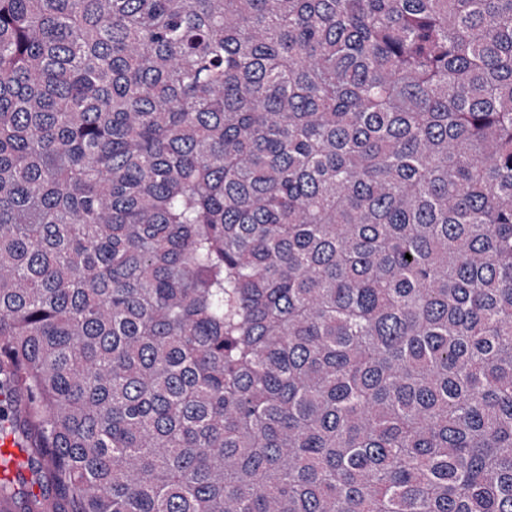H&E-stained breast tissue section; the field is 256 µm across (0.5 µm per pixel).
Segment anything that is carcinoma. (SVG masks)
<instances>
[{
  "label": "carcinoma",
  "instance_id": "carcinoma-1",
  "mask_svg": "<svg viewBox=\"0 0 512 512\" xmlns=\"http://www.w3.org/2000/svg\"><path fill=\"white\" fill-rule=\"evenodd\" d=\"M19 512H512V0H0Z\"/></svg>",
  "mask_w": 512,
  "mask_h": 512
}]
</instances>
